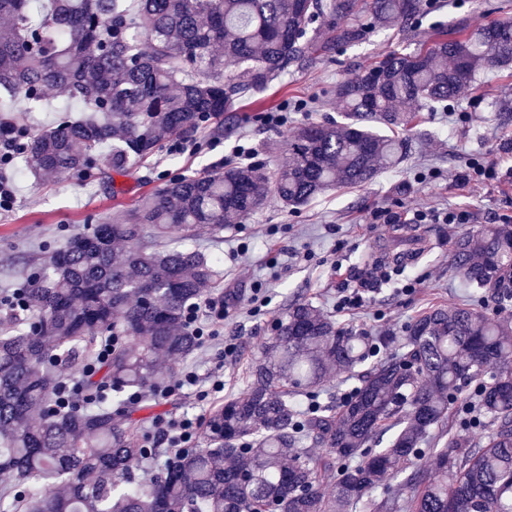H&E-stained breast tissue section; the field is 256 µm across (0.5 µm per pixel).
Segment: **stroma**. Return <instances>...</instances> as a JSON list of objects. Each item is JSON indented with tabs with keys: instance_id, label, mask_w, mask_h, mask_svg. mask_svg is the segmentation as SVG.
Masks as SVG:
<instances>
[{
	"instance_id": "stroma-1",
	"label": "stroma",
	"mask_w": 512,
	"mask_h": 512,
	"mask_svg": "<svg viewBox=\"0 0 512 512\" xmlns=\"http://www.w3.org/2000/svg\"><path fill=\"white\" fill-rule=\"evenodd\" d=\"M507 19L512 20V0H428L419 23L374 29L361 42L337 46L330 55H310L275 79L258 99L239 101L235 111L224 116L222 136L203 132L199 149L182 154L160 148L141 166L116 177L110 192L87 178L40 180L15 174L14 208L0 216V290L20 287L74 233L131 208L161 186L165 176L207 174L237 159L242 147L250 150L253 160L275 166L287 133L310 122L341 121L333 95L337 83L390 52L414 49L438 28ZM506 93H512V68H497L462 89L447 109H422L420 122L406 132L412 146L408 157L382 170L367 186L341 187L296 209L272 199L243 222L219 232L202 225L187 240L181 231H173L174 242L220 257L223 286L210 295L223 298L230 309L210 350H197L190 361L220 356L228 337L235 338L238 353L224 368L223 392L202 401L195 391L181 390L159 400L155 415L167 420L186 415L203 419L241 393L260 341L293 301L311 300L337 321L374 334L401 333L415 316L433 306L478 303L479 292L452 272L449 245L439 225L413 224L406 214L416 206L463 210L469 215L464 229L473 234L486 224H512L511 178L467 185L449 180L475 160L494 161L503 170L512 166V151L502 147L512 139V126L501 127L491 108L492 101ZM259 110L286 113L288 121L269 128L256 120ZM382 209L391 211L393 220L375 219V212ZM404 235L426 238L429 249L414 264L376 281L361 309L337 311V289L361 278L374 279L368 256L380 245L397 244ZM257 279L267 282V304L254 314L250 298ZM409 282L414 283V292H404ZM187 362L176 361L172 367L179 372Z\"/></svg>"
}]
</instances>
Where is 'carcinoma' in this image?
<instances>
[{
  "mask_svg": "<svg viewBox=\"0 0 512 512\" xmlns=\"http://www.w3.org/2000/svg\"><path fill=\"white\" fill-rule=\"evenodd\" d=\"M0 0V112H13L21 152L12 162L39 179L95 175L112 188L175 136L188 141L237 101L261 94L311 53L423 15L424 0ZM362 13L364 22L336 25ZM512 62V20L393 52L336 85L341 123L298 128L274 171L229 161L203 176L173 177L126 213L74 234L14 300L0 326V512H512V324L468 305L431 308L392 338L345 327L310 302L290 304L258 346L250 382L214 408L201 442L146 484L134 471L161 454L142 445L131 400L167 379L163 358L199 346L188 308L216 284L217 260L195 248H159L180 229L218 230L269 197L298 208L344 184L371 182L410 150L409 107L442 108L488 67ZM56 89L87 115L25 131L23 112ZM450 267L501 304L512 298V224L450 234ZM112 336L104 361L100 333ZM77 368L57 398L54 369ZM357 377L339 404L301 412L333 374ZM474 390L486 441L453 438L413 468L400 494L378 497L422 452L448 410ZM387 434L383 448L368 444ZM308 441L323 449L302 457ZM336 484L327 495L324 485Z\"/></svg>",
  "mask_w": 512,
  "mask_h": 512,
  "instance_id": "cac0c4a2",
  "label": "carcinoma"
}]
</instances>
